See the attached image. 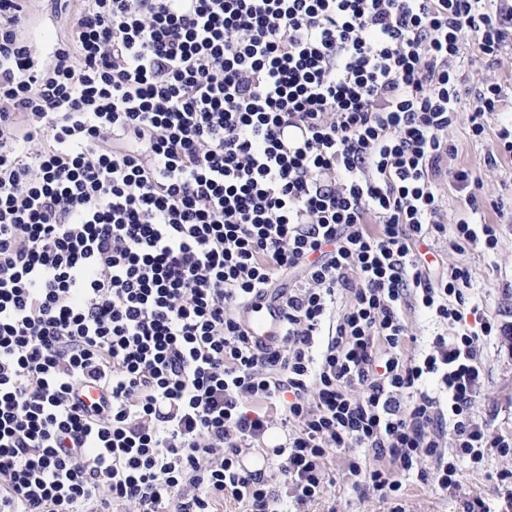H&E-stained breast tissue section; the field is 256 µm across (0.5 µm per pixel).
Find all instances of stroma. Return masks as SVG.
Wrapping results in <instances>:
<instances>
[{
  "label": "stroma",
  "mask_w": 512,
  "mask_h": 512,
  "mask_svg": "<svg viewBox=\"0 0 512 512\" xmlns=\"http://www.w3.org/2000/svg\"><path fill=\"white\" fill-rule=\"evenodd\" d=\"M30 24L25 37L36 57H45L51 44L63 35L66 24L44 9L42 0H28ZM469 72L474 79L501 84L506 101L502 111L486 115L485 132L474 140L468 122H461L447 133L454 144L453 153L442 163L444 174L436 182L440 199V221L445 233L437 235L426 256L430 275L438 279L449 268L469 270L470 313L465 325H452L417 311L408 312L406 322L411 338L408 354L428 352L436 337H452L462 329L478 330L481 318L496 320L503 335L492 337L483 352L485 380L474 403L477 419L487 424L492 434L512 433V156L503 155L497 168L486 167L484 156L499 150L503 142L500 131L512 125V43L501 48L496 60L476 61ZM466 169L478 178L476 192L479 208L470 212L465 195L457 191L447 178L448 172ZM476 214L478 219L500 227L502 244L497 251L477 243L465 249L453 248L449 232L456 223ZM330 482L325 494L308 504L305 512H390V501L353 492L347 483L341 460L328 464ZM483 499L491 512H512V456L489 453L478 464L464 463L457 484L449 490L425 484L417 478L404 480L399 502L405 512H467L471 502Z\"/></svg>",
  "instance_id": "1"
}]
</instances>
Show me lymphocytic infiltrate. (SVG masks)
<instances>
[{
  "label": "lymphocytic infiltrate",
  "instance_id": "1",
  "mask_svg": "<svg viewBox=\"0 0 512 512\" xmlns=\"http://www.w3.org/2000/svg\"><path fill=\"white\" fill-rule=\"evenodd\" d=\"M25 21L0 0V512L299 510L334 457L402 512L404 478L445 490L459 461L512 454L473 413L498 324L410 359L404 317L464 319L469 271L431 281L419 248L445 230L447 131L481 139L502 97L464 87L460 34L497 56L512 15L84 0L44 64ZM286 273L284 341L258 347L242 314ZM277 407L282 495L240 463Z\"/></svg>",
  "mask_w": 512,
  "mask_h": 512
}]
</instances>
